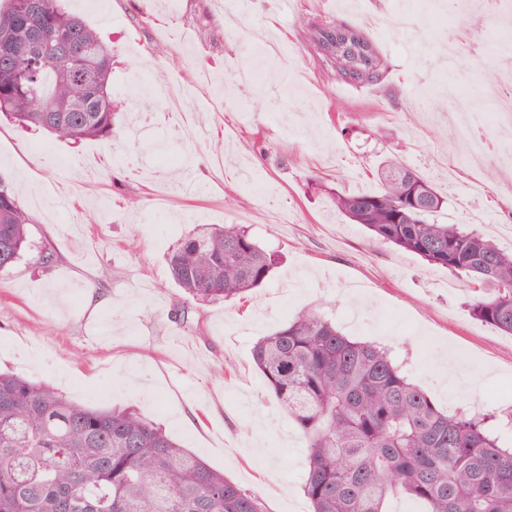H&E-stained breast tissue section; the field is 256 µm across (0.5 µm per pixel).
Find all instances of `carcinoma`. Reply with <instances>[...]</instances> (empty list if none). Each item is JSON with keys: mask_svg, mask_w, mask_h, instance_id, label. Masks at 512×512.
<instances>
[{"mask_svg": "<svg viewBox=\"0 0 512 512\" xmlns=\"http://www.w3.org/2000/svg\"><path fill=\"white\" fill-rule=\"evenodd\" d=\"M0 5V115L71 144L114 133L112 45L62 0ZM336 78L375 84L380 53L359 29H316ZM378 193L327 195L352 223L471 284V316L512 335V250L476 228L436 224L443 198L391 161ZM29 217L0 177V272L28 245ZM277 258L242 224L200 227L167 253L174 283L200 303L243 299ZM266 386L305 440L313 512H387L406 496L423 512H512V451L485 419L448 415L409 382L390 349L354 340L304 310L251 349ZM0 512H263L259 498L130 409L83 407L0 372Z\"/></svg>", "mask_w": 512, "mask_h": 512, "instance_id": "cac0c4a2", "label": "carcinoma"}]
</instances>
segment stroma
I'll list each match as a JSON object with an SVG mask.
<instances>
[{
  "instance_id": "35a3bbf8",
  "label": "stroma",
  "mask_w": 512,
  "mask_h": 512,
  "mask_svg": "<svg viewBox=\"0 0 512 512\" xmlns=\"http://www.w3.org/2000/svg\"><path fill=\"white\" fill-rule=\"evenodd\" d=\"M65 0L110 41L116 134L70 144L0 120V176L29 216L30 247L0 274V369L48 384L69 401L133 408L175 442L258 496L265 512H311L302 490L306 450L251 359L253 343L315 309L349 336L390 347L412 382L445 411L494 414L512 425V335L471 317L465 284L445 269L371 238L324 195L317 174L351 192L379 189L393 158L427 175L444 197L439 224H465L473 174L464 133L418 97L447 104L469 94L472 131L496 135L512 112L498 54L512 24L479 22L443 0H410L419 29L400 27V0ZM363 29L386 77L375 86L337 81L314 42L316 26ZM162 88L199 113L191 157L173 142L142 151L139 98ZM476 201L487 220L512 227V168L489 156ZM67 191L69 206L32 207L24 194ZM250 226L279 262L270 280L231 304H194L191 332L171 311L186 300L165 257L200 224ZM51 249V265L39 261Z\"/></svg>"
}]
</instances>
